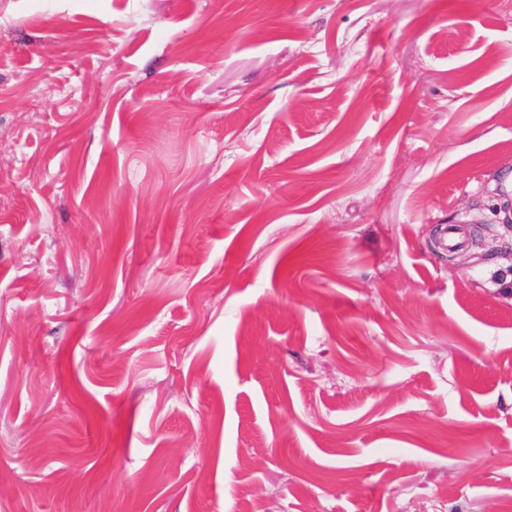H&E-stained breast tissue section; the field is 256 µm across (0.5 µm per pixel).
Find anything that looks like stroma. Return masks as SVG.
I'll return each mask as SVG.
<instances>
[{"label":"stroma","mask_w":512,"mask_h":512,"mask_svg":"<svg viewBox=\"0 0 512 512\" xmlns=\"http://www.w3.org/2000/svg\"><path fill=\"white\" fill-rule=\"evenodd\" d=\"M509 198L512 0H0V512H503Z\"/></svg>","instance_id":"obj_1"}]
</instances>
